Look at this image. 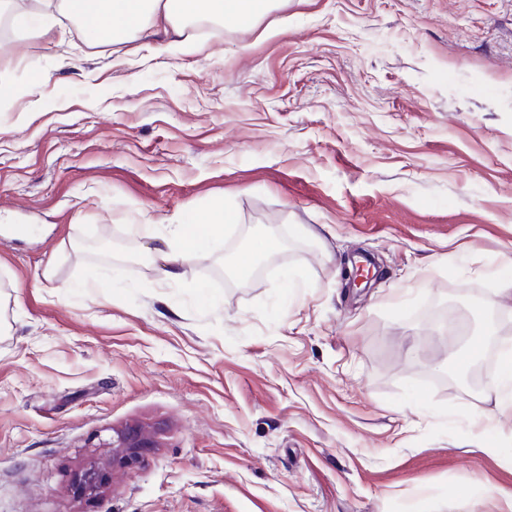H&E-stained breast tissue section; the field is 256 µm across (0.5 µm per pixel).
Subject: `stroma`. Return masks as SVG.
Wrapping results in <instances>:
<instances>
[{
    "label": "stroma",
    "instance_id": "1",
    "mask_svg": "<svg viewBox=\"0 0 512 512\" xmlns=\"http://www.w3.org/2000/svg\"><path fill=\"white\" fill-rule=\"evenodd\" d=\"M214 207L236 224L167 279L155 250ZM505 253L512 0L1 39L0 512H512V408L449 362ZM132 422L157 447L78 496ZM278 247V242L268 236H263L256 241L251 249L242 254L237 260V273L241 268L252 266L256 258L262 254L269 253Z\"/></svg>",
    "mask_w": 512,
    "mask_h": 512
}]
</instances>
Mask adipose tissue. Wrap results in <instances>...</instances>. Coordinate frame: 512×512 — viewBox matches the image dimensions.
<instances>
[{
	"mask_svg": "<svg viewBox=\"0 0 512 512\" xmlns=\"http://www.w3.org/2000/svg\"><path fill=\"white\" fill-rule=\"evenodd\" d=\"M30 7L25 0H0V14H8L12 27L34 37H50L55 12H62L83 27L88 38L101 36L115 41L137 38L148 27L165 23L178 28L187 20L205 16L224 22H249L268 12L272 0H37ZM232 211L213 209L202 219L175 225L174 251H156L167 278H178L179 255H201V240H215L224 225L235 223Z\"/></svg>",
	"mask_w": 512,
	"mask_h": 512,
	"instance_id": "1",
	"label": "adipose tissue"
}]
</instances>
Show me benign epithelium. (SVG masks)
<instances>
[{
	"mask_svg": "<svg viewBox=\"0 0 512 512\" xmlns=\"http://www.w3.org/2000/svg\"><path fill=\"white\" fill-rule=\"evenodd\" d=\"M365 266L358 265L348 275L349 287L368 291L374 287V275L364 274ZM157 430L153 427L129 423L120 429L112 430V436L100 440L96 447L105 452L88 458L77 482V490L83 496L95 497L103 492L112 480L114 473L122 468L135 465L143 460L148 448L157 447Z\"/></svg>",
	"mask_w": 512,
	"mask_h": 512,
	"instance_id": "obj_1",
	"label": "benign epithelium"
}]
</instances>
